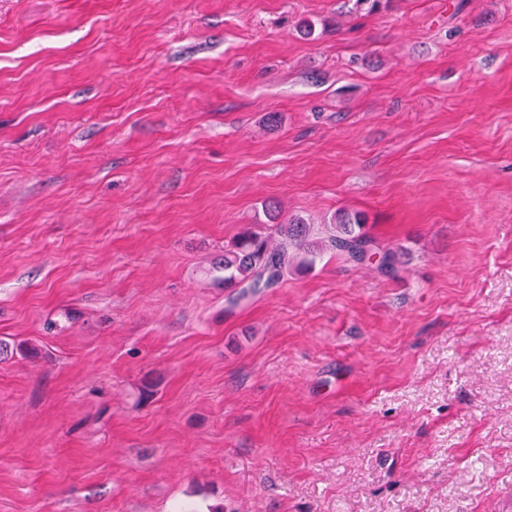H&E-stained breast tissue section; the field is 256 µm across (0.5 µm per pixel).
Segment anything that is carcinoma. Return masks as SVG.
<instances>
[{"label":"carcinoma","instance_id":"obj_1","mask_svg":"<svg viewBox=\"0 0 512 512\" xmlns=\"http://www.w3.org/2000/svg\"><path fill=\"white\" fill-rule=\"evenodd\" d=\"M272 225L268 230H246L224 247V255L216 259L213 268L224 272V288L230 290L228 302L240 300L270 288L282 280L295 266L296 257L289 252L293 245L314 256L323 252L352 255L358 245H373L365 230V217L359 212L342 211L334 216V231L326 237H313V228L300 218L280 221V211L274 204L265 205Z\"/></svg>","mask_w":512,"mask_h":512}]
</instances>
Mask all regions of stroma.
<instances>
[{"mask_svg":"<svg viewBox=\"0 0 512 512\" xmlns=\"http://www.w3.org/2000/svg\"><path fill=\"white\" fill-rule=\"evenodd\" d=\"M0 341V512H512V0H0ZM265 212L272 225L265 230H246L225 246L224 255L213 263V269L223 271L224 288L230 289V305L260 290L270 288L282 280L295 264L296 257L288 245L304 250L312 257L323 252L347 254L358 245L373 246L365 230V217L359 212L342 211L334 216V231L326 237L313 238V228L300 218L278 221L280 211L275 204L265 205ZM277 235L278 243H274ZM265 278V279H264Z\"/></svg>","mask_w":512,"mask_h":512,"instance_id":"stroma-1","label":"stroma"}]
</instances>
